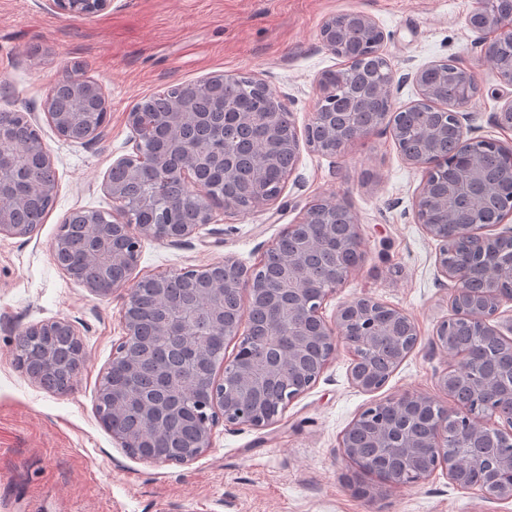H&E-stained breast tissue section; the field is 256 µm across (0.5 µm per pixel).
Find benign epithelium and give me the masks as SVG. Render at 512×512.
Returning a JSON list of instances; mask_svg holds the SVG:
<instances>
[{
    "label": "benign epithelium",
    "mask_w": 512,
    "mask_h": 512,
    "mask_svg": "<svg viewBox=\"0 0 512 512\" xmlns=\"http://www.w3.org/2000/svg\"><path fill=\"white\" fill-rule=\"evenodd\" d=\"M58 13L74 18H85L107 10L112 0H47ZM370 31L376 35L372 45L375 53L382 54L385 34L375 20L366 13L351 11L329 18L321 28L320 38L325 48L337 57H343L336 46V23ZM467 28L476 34L475 47L485 60L496 65L500 79L512 86V67L497 65L498 51L512 47V0H479V5L466 18ZM448 65L453 66L458 78L476 87L480 86L476 71L456 62H431L411 74L402 77L417 86L421 101L430 103L436 97V90L429 85L425 76L432 70ZM70 90L76 100L94 98L100 107L107 108L101 86L78 73L71 75ZM319 97L312 119L304 129V138H299L296 128L283 135L278 113L265 115L267 134L274 140H286L291 155L290 168L299 161L301 146L321 151L314 133L331 137L339 142V149L365 138L381 127L389 129L397 143L405 163L423 172V181L414 199L415 220L425 232L440 242L437 255L438 272L454 283L450 295L452 319L468 322L481 336L506 339L505 332L512 333V325L504 328L496 322L499 309L512 295L505 291V279H512V259L507 265L490 264L483 280L474 286L469 266L452 258L448 245L464 242L470 245L473 255L482 259L491 254L496 244L512 240V226L505 220L512 216V196L502 201L498 233L487 232L488 226L476 221L463 224L455 219L449 208L447 197L436 200L435 207L448 215V220L437 224L432 220L426 203L429 189L434 180L451 161V156L463 157L467 163L448 189L453 199L467 205H475L483 195L496 191V187L484 182L479 159L475 153L476 144L482 142L502 150V142L494 139L481 140L472 136L473 129L467 125L470 113L462 111L468 101L456 104L455 109H443L438 113L440 123L453 124L457 140L453 154L438 151L439 132L415 150L406 146L401 139V126L383 120L369 127L334 120L335 113L328 111V105L336 102V92L323 78H318ZM56 87H51L43 105V112L34 108L25 112H3L0 114V140L7 137V123L18 117L31 130V140L24 146L27 153H34L39 162L53 167L51 156L46 149L41 132L40 115L56 134L66 141L92 143L103 136L106 113L85 112L81 123H76L72 112H57L51 101ZM207 115L193 112L187 103L171 100L169 111L153 112L140 101L139 106L128 113L131 130L129 142L132 153L112 163V169L122 170L130 180L138 177L144 166L154 168L158 176L167 180L178 179L185 187L187 196L194 202L200 221L196 224H177L172 220L171 210L156 200L145 206L141 197L128 194L125 186L112 181L107 174L103 190L112 198L111 219L95 211L70 213L52 245L56 265L70 279L80 283L96 296L107 297L120 293L122 299L121 321L125 335L113 348L112 363L105 372L121 370L120 385L108 387L100 395L97 414L102 424L112 432V437L131 455L147 463H173L188 465L198 459L212 445L214 427L219 422L226 426L246 425L257 430L266 429L279 421L288 406L315 386L321 374L334 358L340 347L347 348L353 357L350 367L352 383L366 392H376L388 382L390 375L379 374L367 363V358L380 342L393 344L397 362H403L415 349L419 330L414 320L404 311L391 308L366 295L352 298L338 306L333 320L323 315L324 304L336 293L353 272L359 267L363 252L359 224L354 214H349L347 224L336 232L334 224H314L312 219L321 215H334L337 203L330 198H320L305 207L300 219L285 226L281 235L293 232L299 234L300 246L281 260L283 274L288 277V291L293 301L288 310V323H283V310L275 300L277 289L266 280L262 262L251 266L243 264L232 256L206 266H191L153 276L159 285L158 297L165 300V285L181 279L199 286L205 303L212 312V318L224 333L226 341L235 342L232 359L223 368L213 367L209 376V387L205 394L196 391L192 378L184 379L183 399L177 405H169L158 396L144 398L138 391V382L144 368L145 354L138 346L141 326L134 313V288L131 285L141 257L142 243L146 238L182 245L202 226L212 222L214 199L219 197L217 187L200 182L201 171L220 167L224 175L233 174V161L224 154V143L202 153L196 145L183 138V128L189 124L205 121ZM164 125L168 128L173 149L182 157L183 163L172 168L168 158L152 152L148 144L155 129ZM33 194L43 198H54L58 191V180H35ZM279 195L257 189L249 199L247 208L258 209L275 203ZM27 200L10 197L0 201V235L26 237L35 229L18 222L17 213ZM84 224L90 231V260L104 266L106 272L114 269L123 271V277L112 283L108 292L102 291L92 281L68 268L62 249L73 226ZM121 237L126 247L112 251L102 257V250L109 244V236ZM330 244L336 251V277L324 288L313 294L306 283L307 264L310 255ZM392 310V319L387 323L378 322L371 312L372 306ZM155 334L161 337H176L182 348L197 358H207L206 350L194 341L193 325L186 321H175L165 316L155 326ZM320 346V362L316 372L300 387L288 386V373L296 370L308 354L311 343ZM433 347L453 358V363L439 375L438 382L453 405L441 406L430 397L418 393H403L379 401L363 409L345 430L340 441L343 456L358 464L356 449L351 447L348 434L359 425L372 429L373 447L381 461L392 458L408 464L400 474L389 475L384 481L394 486L419 484L442 471L448 481L457 486L468 485L467 474L480 468L481 461L473 455L463 456L456 449L478 438H503L512 442V372L492 379L477 364L468 360L467 352L456 347L448 338V321H442L432 339ZM17 359L26 372L41 385L56 388L60 393L68 392L86 361L84 346L73 323L68 320H52L31 325L21 331L16 342ZM134 409L142 422V429L136 433L121 431L112 427V418L117 413ZM179 413L187 416L194 426L195 439L190 448H175L173 456L157 458L149 448L165 436L167 416ZM483 498L494 501H512V482L491 480L478 485Z\"/></svg>",
    "instance_id": "7a95c632"
}]
</instances>
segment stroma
<instances>
[{
	"label": "stroma",
	"mask_w": 512,
	"mask_h": 512,
	"mask_svg": "<svg viewBox=\"0 0 512 512\" xmlns=\"http://www.w3.org/2000/svg\"><path fill=\"white\" fill-rule=\"evenodd\" d=\"M477 2L112 0L102 13L73 18L48 9L45 0H0V112L41 107L48 87L74 71L98 82L107 102L98 144L63 140L43 125L58 179L54 204L33 236H0V512H512V502L483 499L440 473L417 485L389 486L358 473L338 446L372 403L405 392L448 402L438 376L451 358L431 341L452 315L453 284L437 271V241L414 219L422 173L402 160L388 131L337 156L302 149L277 202L235 215L216 207L214 227L200 229L190 244L144 242L139 279L227 255L250 266L310 201L331 197L355 214L364 260L327 301L325 317L368 295L403 309L420 332L381 390L353 386L351 355L338 351L276 424L217 426L211 448L191 464L143 462L102 425L98 387L123 334L121 301L90 294L51 256L71 211L111 214L102 183L113 160L132 151L127 115L135 103L181 82L247 72L286 95L297 131H304L319 75L344 65L323 46L320 28L352 10L373 17L386 35L382 52L401 80L396 105L418 98L405 74L451 59L479 74L481 93L468 107L476 135L512 142V131L490 121L512 100V87L479 60L465 24ZM55 319L76 325L87 355L63 395L35 382L15 360L18 334Z\"/></svg>",
	"instance_id": "1"
}]
</instances>
